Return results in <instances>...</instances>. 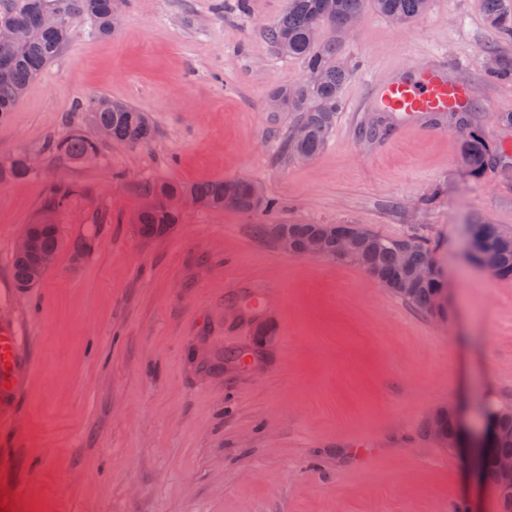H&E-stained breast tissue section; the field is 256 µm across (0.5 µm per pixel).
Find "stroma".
Masks as SVG:
<instances>
[{"mask_svg":"<svg viewBox=\"0 0 512 512\" xmlns=\"http://www.w3.org/2000/svg\"><path fill=\"white\" fill-rule=\"evenodd\" d=\"M287 0H122L109 38L71 16V39L0 123V158L25 151L29 178L0 183V325L21 337L18 396L0 421V489L18 512H500L495 489L427 432L458 409L469 426L512 406V280L473 261L477 224L512 231V173L475 176L448 125L393 120L370 142L386 82L429 58L453 63L491 145L512 144V56L484 0H431L397 24L366 11L340 45L352 71L336 125L312 160L283 145L274 89L306 80L265 28ZM105 96L150 115L145 145L105 142L94 163L45 152L75 127L77 101ZM80 189L54 215L63 247L36 286L16 288L15 245L47 185ZM247 179L272 224H356L422 238L447 314L420 312L365 270L296 257L251 213L186 208L166 235L130 219L156 181ZM266 308L243 310L256 291ZM265 326L257 363L240 361ZM485 75L496 80L512 79V57L489 50L486 55Z\"/></svg>","mask_w":512,"mask_h":512,"instance_id":"35a3bbf8","label":"stroma"}]
</instances>
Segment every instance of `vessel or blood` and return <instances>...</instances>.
<instances>
[{"instance_id":"b4317fda","label":"vessel or blood","mask_w":512,"mask_h":512,"mask_svg":"<svg viewBox=\"0 0 512 512\" xmlns=\"http://www.w3.org/2000/svg\"><path fill=\"white\" fill-rule=\"evenodd\" d=\"M471 87L457 83L448 70L419 64L414 75H400L387 83L379 99V108L396 113L403 123H410L424 113H442L463 107L473 96ZM19 356L18 336L14 330L0 328V399H6L13 379L11 366Z\"/></svg>"}]
</instances>
